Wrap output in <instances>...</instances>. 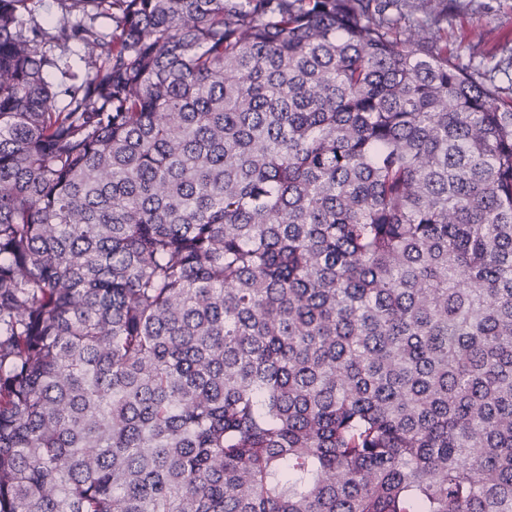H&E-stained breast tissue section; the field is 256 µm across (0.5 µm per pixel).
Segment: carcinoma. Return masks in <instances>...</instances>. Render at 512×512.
Returning a JSON list of instances; mask_svg holds the SVG:
<instances>
[{"label":"carcinoma","instance_id":"1","mask_svg":"<svg viewBox=\"0 0 512 512\" xmlns=\"http://www.w3.org/2000/svg\"><path fill=\"white\" fill-rule=\"evenodd\" d=\"M30 2L0 0V512H512V97L441 0ZM79 53V45L76 43H71L65 50L58 47L52 48L49 53L53 54V57H61V61H59L60 67L58 69L51 67L46 71L47 80L58 90L63 89L65 85L71 84L73 78L81 80L85 76L87 71L84 68V64L78 59ZM65 60L68 61V65L70 66L66 74L63 73V71H65L64 66L66 67V65H63ZM72 75H74V77Z\"/></svg>","mask_w":512,"mask_h":512}]
</instances>
